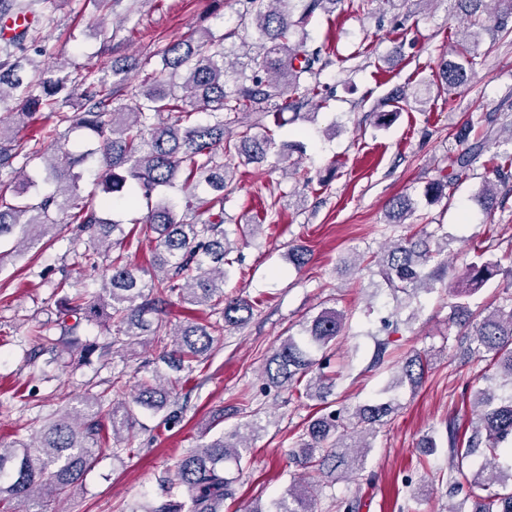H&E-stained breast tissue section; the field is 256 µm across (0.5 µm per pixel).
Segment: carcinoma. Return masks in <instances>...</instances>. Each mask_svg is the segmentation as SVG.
Returning <instances> with one entry per match:
<instances>
[{
	"label": "carcinoma",
	"mask_w": 512,
	"mask_h": 512,
	"mask_svg": "<svg viewBox=\"0 0 512 512\" xmlns=\"http://www.w3.org/2000/svg\"><path fill=\"white\" fill-rule=\"evenodd\" d=\"M236 27L216 36L207 29L193 30L157 53L158 67L146 78L127 81L128 63L113 61L112 76L87 68L77 76L61 65L42 69L27 58L32 29L26 27L0 42V173L17 172L20 156L15 138L19 128L29 125L40 112L56 117L57 124L81 128L96 139L95 147L75 152L62 141L61 134L43 133L47 145L31 155L45 159L47 177L56 180L54 191L25 197L29 185L18 187L0 178V240L22 230L21 245H34L55 229L59 216L74 225L73 242L88 235L79 258L95 265L101 257H111V275L102 293L89 298H65L75 323L85 320L112 324L113 336L104 346L112 353L140 336H154L156 359L173 371L192 369V362L206 354L213 344V332L236 327L253 315L248 301L224 293L228 268L235 259L229 233L247 243L254 224H236L228 231L224 224V199L234 190V169L242 161L263 164L277 144L263 118L272 107L293 110V119L305 117L300 111L306 97L320 86V75L330 64L323 48H306L305 26L319 10L327 11L342 0H244ZM458 14L485 28L494 22V31L512 34L507 11H499L494 0H453ZM252 30L258 53L250 58V74H241L233 87H227V53L224 40L236 29ZM476 46L462 45L458 59L443 58L439 77L443 90L451 92L468 81L462 60H472ZM33 66L27 77L25 65ZM86 86V106L82 112H66L64 107L78 86ZM124 93L132 106L116 107L113 101ZM203 112L206 120L195 119ZM255 121L242 131L243 119ZM262 132L255 133L253 129ZM471 146L456 158L457 169L442 180L431 183L426 195L431 201L451 198L471 159L481 152ZM101 170L98 191H83L82 183L91 168ZM189 191L182 214L167 195L174 187L176 174ZM508 172L497 170V180L483 184L480 204L493 209ZM129 205L143 203L147 214L127 229L106 217L112 200ZM414 213L406 195L392 198L386 207L387 223L403 224ZM443 225L426 233V238L401 237L385 244L374 259L379 275L393 294L412 297L422 288H431L438 273L448 263L440 259L442 247L430 248L428 239L445 240ZM155 243V271L144 278V271L126 259L133 242ZM502 260L488 259L469 263L453 289L450 322L465 329L470 337V354L492 357L501 365L512 385V293L491 310L473 311L464 299L477 292L499 272L512 273V253ZM435 262L426 271L429 262ZM176 300L188 306H219L222 322L200 324L186 318L165 341L168 322L160 317L162 306ZM344 313L322 310L303 326L302 334L285 339L266 366L268 383L292 386L307 380L306 395L326 402L323 413L310 420L305 440L292 452L297 465L342 480L353 473L361 449L371 447L366 436L376 431L396 410L393 401H375L347 414L332 408L327 394L336 385V374H329L316 363L314 354L325 352L342 335ZM427 367L425 352L410 349L396 367L399 383L417 387ZM172 379L154 371L139 383L133 403L146 410L161 411L173 399ZM107 402L104 393L85 400V407L73 409L43 426L28 443L17 440L0 445V512H35L36 507L65 498L83 481L96 460L95 448L102 439L105 424L101 412ZM478 419L466 440L459 438V427L448 424L451 466L460 469L477 451L484 460L467 481L471 512H512V470L498 466L501 444L512 440V394L499 397L491 390L474 394ZM112 426V451H123V434L131 432L137 421L125 404L112 405L107 412ZM238 433L222 435L184 455L176 465L161 500L141 501L128 512H224V499L233 495L235 478L224 470L232 461L241 467L246 437L241 444L229 442ZM313 495L308 482L293 484L288 496L273 502L272 508L256 506L249 512H312Z\"/></svg>",
	"instance_id": "cac0c4a2"
}]
</instances>
